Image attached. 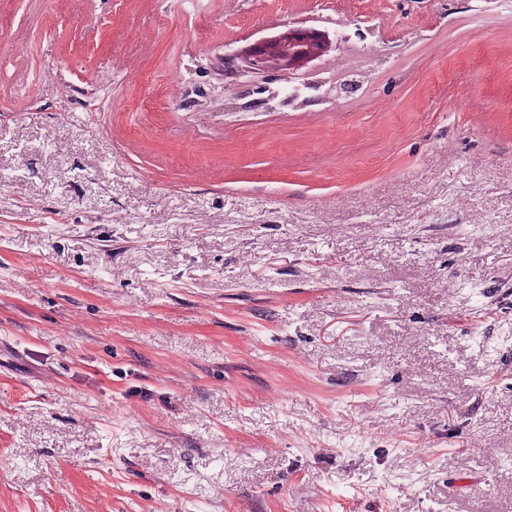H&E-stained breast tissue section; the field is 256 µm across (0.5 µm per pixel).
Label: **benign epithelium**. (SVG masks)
Listing matches in <instances>:
<instances>
[{
  "label": "benign epithelium",
  "mask_w": 512,
  "mask_h": 512,
  "mask_svg": "<svg viewBox=\"0 0 512 512\" xmlns=\"http://www.w3.org/2000/svg\"><path fill=\"white\" fill-rule=\"evenodd\" d=\"M337 50V41L315 27L284 23L277 31L237 47L224 55V77L239 81L243 76L274 80L299 79L312 64Z\"/></svg>",
  "instance_id": "7a95c632"
}]
</instances>
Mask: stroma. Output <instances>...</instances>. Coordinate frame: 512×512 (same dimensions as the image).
Listing matches in <instances>:
<instances>
[{
	"label": "stroma",
	"instance_id": "stroma-1",
	"mask_svg": "<svg viewBox=\"0 0 512 512\" xmlns=\"http://www.w3.org/2000/svg\"><path fill=\"white\" fill-rule=\"evenodd\" d=\"M0 512H512V0H0ZM337 41L318 28L284 23L277 31L246 40V44L224 54V77L235 82L243 76L300 79L314 62L337 50Z\"/></svg>",
	"mask_w": 512,
	"mask_h": 512
}]
</instances>
